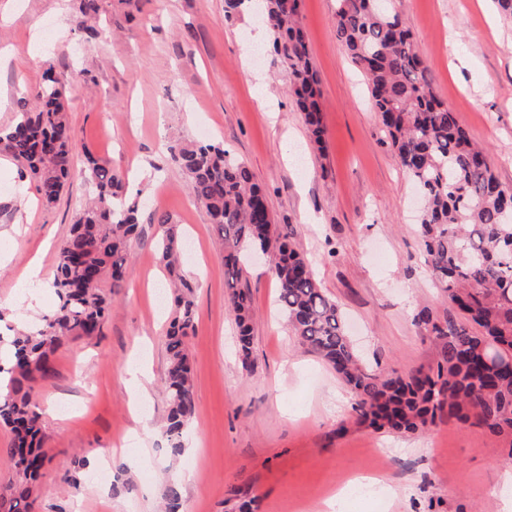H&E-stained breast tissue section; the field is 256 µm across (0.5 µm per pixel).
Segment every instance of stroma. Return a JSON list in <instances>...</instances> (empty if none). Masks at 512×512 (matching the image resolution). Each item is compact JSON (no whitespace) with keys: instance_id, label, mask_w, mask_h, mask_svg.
I'll use <instances>...</instances> for the list:
<instances>
[{"instance_id":"1","label":"stroma","mask_w":512,"mask_h":512,"mask_svg":"<svg viewBox=\"0 0 512 512\" xmlns=\"http://www.w3.org/2000/svg\"><path fill=\"white\" fill-rule=\"evenodd\" d=\"M79 0H0V127L15 120L46 71L65 86L83 169L85 153L128 178L141 234L102 336L66 343L36 398L46 460L28 512H160L167 482L182 512H238L231 488L255 512H325L337 475L376 476L380 493L345 512H503L512 465L484 429L441 421L407 436L356 424L353 397L304 351L278 309L265 261L248 260L253 363L243 368L225 302L224 245L190 194L171 145L215 142L243 161L283 232L343 311L365 360L406 375L435 364V344L415 325L421 307L446 317L448 301L427 266L411 182L399 166L366 82L333 32L336 0H301L300 18L321 93L325 141L314 145L289 93L291 75L261 22L225 13L224 0H100L98 38L81 27ZM429 69L435 94L485 146L512 190V19L478 0H391ZM42 54L26 63L29 47ZM265 79L261 108L250 90ZM90 186L74 183L43 204L0 150V335L52 313L57 255ZM178 225L194 302L187 350L195 414L185 451L172 457L164 334L167 278L156 243ZM40 259L42 281L24 273ZM147 377L135 401L128 368Z\"/></svg>"}]
</instances>
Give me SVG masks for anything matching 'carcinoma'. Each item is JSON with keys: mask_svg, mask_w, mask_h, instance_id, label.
I'll use <instances>...</instances> for the list:
<instances>
[{"mask_svg": "<svg viewBox=\"0 0 512 512\" xmlns=\"http://www.w3.org/2000/svg\"><path fill=\"white\" fill-rule=\"evenodd\" d=\"M274 32L273 50L293 77L292 90L316 145L324 127L298 0H257ZM336 39L365 75L375 112L387 128L399 164L423 197L418 227L426 260L455 315L443 319L423 307L415 324L438 345L435 365L408 375L384 374L365 363L345 329L343 314L316 280L304 255L279 232L261 187L248 167L219 143L174 149L188 190L207 210L224 241L227 304L238 352L252 365V294L241 286L244 252L269 255L278 283V306L298 343L317 355L354 398L356 422L376 431L414 434L444 419L471 423L505 444L512 464V369L488 361L512 358V191L499 182L486 150L477 145L448 104L438 99L427 66L399 14L376 0H336ZM0 145L30 176L41 201L52 205L71 179L76 140L65 88L48 74L14 123L0 130ZM93 197L79 212L61 246L52 286L58 310L36 331L6 339L14 349L0 366V427L12 434L6 449L12 472L0 486V512H18L40 477L46 453L36 385L53 372L52 357L70 340L99 336L111 311L106 289L124 287L138 209L125 203L126 184L112 168L86 156ZM157 243L174 293L165 334L169 451L184 452L195 413L186 337L194 327L193 300L181 274L182 237L161 222ZM166 512H178L180 486L164 491Z\"/></svg>", "mask_w": 512, "mask_h": 512, "instance_id": "cac0c4a2", "label": "carcinoma"}]
</instances>
